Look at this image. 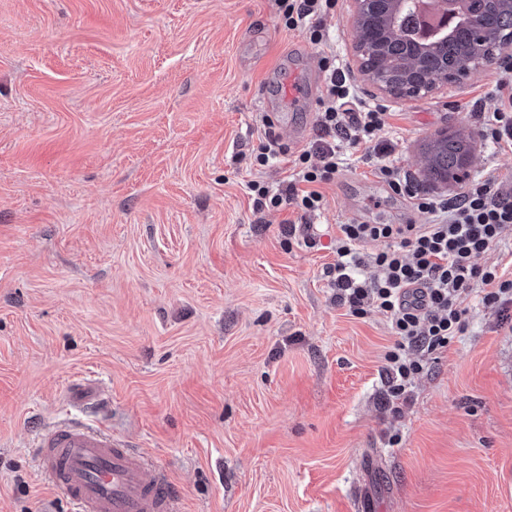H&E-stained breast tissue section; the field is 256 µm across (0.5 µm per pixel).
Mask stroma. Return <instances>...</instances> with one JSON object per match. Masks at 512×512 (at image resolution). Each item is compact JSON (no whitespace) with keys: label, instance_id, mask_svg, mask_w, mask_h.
<instances>
[{"label":"stroma","instance_id":"1","mask_svg":"<svg viewBox=\"0 0 512 512\" xmlns=\"http://www.w3.org/2000/svg\"><path fill=\"white\" fill-rule=\"evenodd\" d=\"M273 0H0V512H70L30 433L76 418L68 385L112 398L96 422L169 473L182 512H512V330L469 297L467 325L388 406L389 320L337 306L338 227L423 224L357 148L321 191L317 247L288 205L256 212L317 139L282 82L336 53ZM495 65L386 98L389 162L474 134V173L512 187L479 139ZM274 107L278 128L265 126ZM284 147L251 166L266 138Z\"/></svg>","mask_w":512,"mask_h":512}]
</instances>
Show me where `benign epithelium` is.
<instances>
[{"label":"benign epithelium","mask_w":512,"mask_h":512,"mask_svg":"<svg viewBox=\"0 0 512 512\" xmlns=\"http://www.w3.org/2000/svg\"><path fill=\"white\" fill-rule=\"evenodd\" d=\"M355 33L352 58L376 93L392 98H420L439 85L456 84L471 71L492 63L486 48L512 44V27L502 29L494 41L485 39L480 27L461 8L464 0H348ZM415 5L421 22L416 39L401 47L406 61L404 80L392 82L384 72L385 54L396 20L405 5ZM460 32L469 38L475 54L453 68H432L434 57L448 53V39Z\"/></svg>","instance_id":"1"}]
</instances>
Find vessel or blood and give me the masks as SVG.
I'll return each mask as SVG.
<instances>
[{
  "instance_id": "obj_1",
  "label": "vessel or blood",
  "mask_w": 512,
  "mask_h": 512,
  "mask_svg": "<svg viewBox=\"0 0 512 512\" xmlns=\"http://www.w3.org/2000/svg\"><path fill=\"white\" fill-rule=\"evenodd\" d=\"M32 452L72 512H179L166 470L101 427L60 423L34 439Z\"/></svg>"
}]
</instances>
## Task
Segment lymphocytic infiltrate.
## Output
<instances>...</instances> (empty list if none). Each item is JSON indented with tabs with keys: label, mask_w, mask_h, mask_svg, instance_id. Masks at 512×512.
Instances as JSON below:
<instances>
[{
	"label": "lymphocytic infiltrate",
	"mask_w": 512,
	"mask_h": 512,
	"mask_svg": "<svg viewBox=\"0 0 512 512\" xmlns=\"http://www.w3.org/2000/svg\"><path fill=\"white\" fill-rule=\"evenodd\" d=\"M285 28L301 29L310 41H325L324 19L336 0H274ZM324 93L320 100L314 147L296 151L293 170L278 185L252 180L247 189L255 211L296 203L303 214L320 212L319 187L331 183L346 154L373 140L386 125L377 107L354 111V91L335 57L322 60ZM494 109L479 113L480 133L496 148L512 149V57H504L494 80ZM378 171L388 188L409 199L424 224H344L336 239V262L330 267L336 301L356 316L385 315L396 337L385 354L384 372L392 397H401L425 368L426 355L444 351L465 329V301L480 294L497 308L500 326L512 330V277L498 266H482L478 257L512 237V188L493 180L473 179L450 199L421 194L408 174L391 165ZM374 243L372 277L358 268L360 246Z\"/></svg>",
	"instance_id": "1"
}]
</instances>
